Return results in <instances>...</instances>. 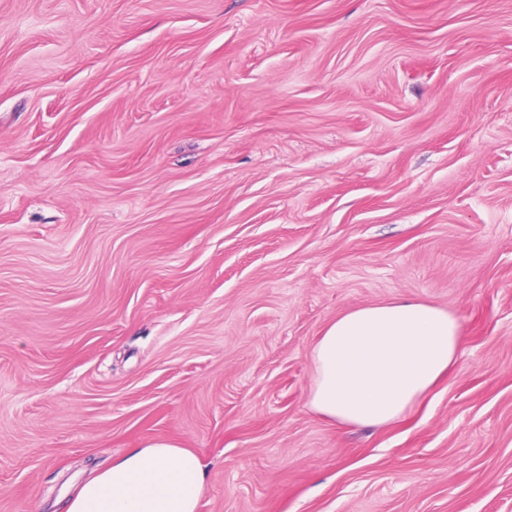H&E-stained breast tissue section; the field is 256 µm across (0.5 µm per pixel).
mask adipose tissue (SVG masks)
I'll use <instances>...</instances> for the list:
<instances>
[{
    "mask_svg": "<svg viewBox=\"0 0 512 512\" xmlns=\"http://www.w3.org/2000/svg\"><path fill=\"white\" fill-rule=\"evenodd\" d=\"M462 342L457 320L428 303L395 300L350 310L313 349L308 405L342 425L401 420L447 375ZM204 482L197 454L156 442L84 481L65 512H197Z\"/></svg>",
    "mask_w": 512,
    "mask_h": 512,
    "instance_id": "1",
    "label": "adipose tissue"
}]
</instances>
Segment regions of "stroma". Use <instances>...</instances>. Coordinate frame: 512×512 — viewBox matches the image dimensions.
<instances>
[{"instance_id":"obj_1","label":"stroma","mask_w":512,"mask_h":512,"mask_svg":"<svg viewBox=\"0 0 512 512\" xmlns=\"http://www.w3.org/2000/svg\"><path fill=\"white\" fill-rule=\"evenodd\" d=\"M394 299L448 379L323 419ZM161 441L197 512H512V0H0V512ZM464 337L454 317L428 303L350 310L313 349L308 405L341 425L401 420L448 374Z\"/></svg>"}]
</instances>
